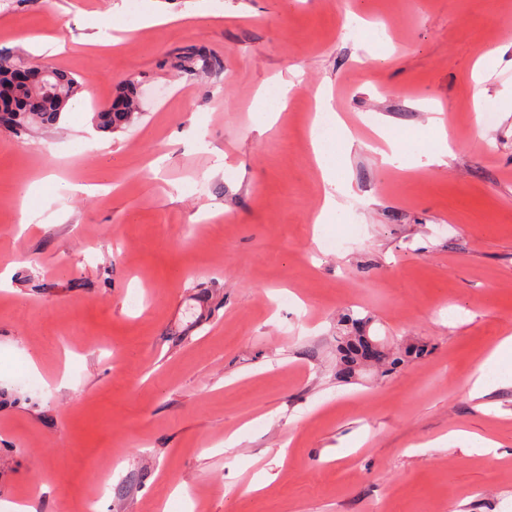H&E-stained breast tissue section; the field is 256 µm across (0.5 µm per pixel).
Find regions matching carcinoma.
<instances>
[{"label": "carcinoma", "mask_w": 512, "mask_h": 512, "mask_svg": "<svg viewBox=\"0 0 512 512\" xmlns=\"http://www.w3.org/2000/svg\"><path fill=\"white\" fill-rule=\"evenodd\" d=\"M17 64L10 61L9 55L0 52V107L8 109L5 127L21 138L37 128H50L61 120L63 111L79 91V82L69 73L56 69L51 77L52 95L31 92L12 83ZM179 71L194 74L214 72L223 67V61L196 46H191L176 57ZM141 115L138 86L128 80L120 95L108 109L94 113L96 127L104 132H112L131 124ZM369 320L353 319L351 326L343 329L336 337L337 375L344 380H352L361 373V349L366 336ZM425 345L413 343L405 348L392 351L385 345L373 352L369 365L377 367L386 376L400 366L420 359Z\"/></svg>", "instance_id": "1"}]
</instances>
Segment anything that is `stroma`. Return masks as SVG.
I'll use <instances>...</instances> for the list:
<instances>
[{
    "instance_id": "obj_1",
    "label": "stroma",
    "mask_w": 512,
    "mask_h": 512,
    "mask_svg": "<svg viewBox=\"0 0 512 512\" xmlns=\"http://www.w3.org/2000/svg\"><path fill=\"white\" fill-rule=\"evenodd\" d=\"M138 3L181 21L99 47L95 22L122 25L127 0H0V48L81 85L55 128L22 142L0 129V270L13 271L0 288V512L93 498L99 512H185L189 489L207 512H512V388L492 391L489 411L470 396L512 335V0ZM41 34L64 51L34 49ZM194 45L223 69L174 70ZM488 55L497 66L476 74ZM128 80L141 118L99 131L95 112ZM271 82L284 107L262 128L252 114ZM323 90L353 145L332 137L344 192L317 235ZM439 122L441 167L426 163ZM378 126L400 137L394 167ZM52 174L90 190L30 189ZM352 222L359 235L335 248ZM348 313L427 355L339 381ZM20 371L40 391L19 389ZM456 430L471 440L447 442Z\"/></svg>"
}]
</instances>
